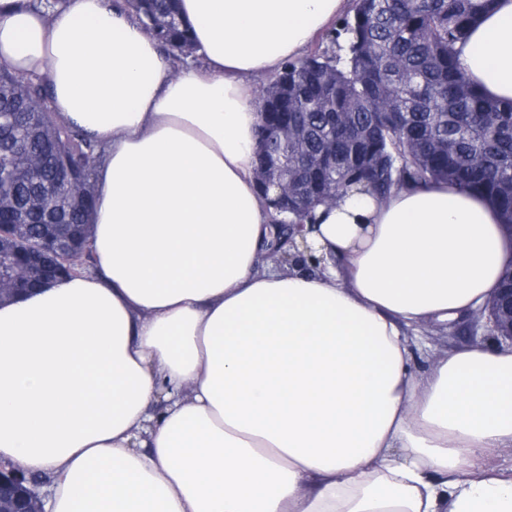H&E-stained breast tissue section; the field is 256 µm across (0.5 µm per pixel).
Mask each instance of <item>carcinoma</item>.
<instances>
[{
  "label": "carcinoma",
  "instance_id": "carcinoma-1",
  "mask_svg": "<svg viewBox=\"0 0 512 512\" xmlns=\"http://www.w3.org/2000/svg\"><path fill=\"white\" fill-rule=\"evenodd\" d=\"M494 0H354L327 46L287 61L258 93V166L290 186L266 194L275 224H313L332 191L377 199L446 181L490 198L512 227V102L487 98L457 70L455 47ZM177 60L191 44L176 0H125ZM47 78L0 68V156L22 137L35 166L0 186L3 219L29 239L45 225L87 231L93 197L57 180L60 163L90 182L101 145L47 111Z\"/></svg>",
  "mask_w": 512,
  "mask_h": 512
}]
</instances>
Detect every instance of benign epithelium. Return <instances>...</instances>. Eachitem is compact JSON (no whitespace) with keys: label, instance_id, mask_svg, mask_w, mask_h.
I'll use <instances>...</instances> for the list:
<instances>
[{"label":"benign epithelium","instance_id":"1","mask_svg":"<svg viewBox=\"0 0 512 512\" xmlns=\"http://www.w3.org/2000/svg\"><path fill=\"white\" fill-rule=\"evenodd\" d=\"M296 231L301 236L300 244L288 242L292 250L287 254H267L264 260H271L276 269L286 272L294 267L311 274L325 269V259L312 253L307 245V229L286 228V233ZM23 258L18 260L0 253V266L7 273L0 272V297L10 298L25 291L31 284L34 273L49 265L67 275L70 267L78 261L80 247L73 236L67 234L66 225L51 224L43 238L27 244L21 250ZM468 320L478 326L489 325L495 339L512 344V287L499 288L488 303L468 313ZM0 512H45L43 497L36 491V480L26 475L25 469L11 462L0 463Z\"/></svg>","mask_w":512,"mask_h":512}]
</instances>
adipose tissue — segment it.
<instances>
[{
    "label": "adipose tissue",
    "instance_id": "adipose-tissue-1",
    "mask_svg": "<svg viewBox=\"0 0 512 512\" xmlns=\"http://www.w3.org/2000/svg\"><path fill=\"white\" fill-rule=\"evenodd\" d=\"M179 68L122 0H0V66L48 78L96 138L92 271L0 304V461L49 512H512V348L412 364L418 330L479 308L512 265L484 195L350 193L307 239L320 275L259 266L252 81L350 0H180ZM456 64L512 101V0ZM487 469H494L504 472H512V447L496 448L484 454L480 461Z\"/></svg>",
    "mask_w": 512,
    "mask_h": 512
}]
</instances>
